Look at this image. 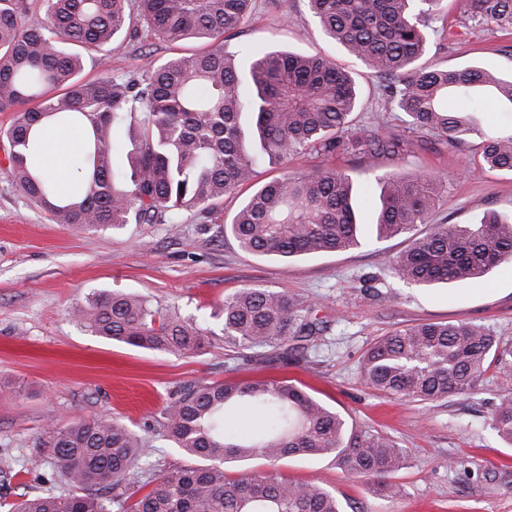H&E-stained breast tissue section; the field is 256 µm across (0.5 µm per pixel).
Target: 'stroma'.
Segmentation results:
<instances>
[{
  "instance_id": "35a3bbf8",
  "label": "stroma",
  "mask_w": 512,
  "mask_h": 512,
  "mask_svg": "<svg viewBox=\"0 0 512 512\" xmlns=\"http://www.w3.org/2000/svg\"><path fill=\"white\" fill-rule=\"evenodd\" d=\"M462 15V0H442L437 23L445 32L430 35L423 64L478 65L511 77L512 33L490 25L467 30ZM248 46L325 54L353 72L361 125L406 134L377 77L324 36L306 0H285L278 8L256 0L248 23L226 42L230 51ZM193 47L126 39L112 46V68L137 71L146 58L160 62ZM476 152L473 141L455 148L432 138L413 143L405 158L383 161L386 171L421 168L446 177L448 189L420 233L435 224H475L488 211L512 215V173L466 174ZM218 231L193 215L176 226L71 231L0 170V379L23 386L16 397L0 393V498L49 489L39 435L50 421L108 415L141 433L187 385L271 376L303 386L348 424L378 431L405 449L406 466L393 477L401 494L388 501L331 459L279 463L288 479L320 481L344 512H512V447L488 425L493 404L512 395V377L491 369L478 391L427 404L381 396L358 370L378 337L419 322L479 324L512 347V264L471 283L417 287L389 268L390 256L408 246L402 237L283 262L244 252ZM244 287L285 290L316 303L328 328L306 361L264 363L225 350L219 339L200 355L181 358L110 342L72 315L87 295L121 290L148 297L160 313L188 316Z\"/></svg>"
}]
</instances>
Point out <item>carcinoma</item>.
<instances>
[{
  "instance_id": "1",
  "label": "carcinoma",
  "mask_w": 512,
  "mask_h": 512,
  "mask_svg": "<svg viewBox=\"0 0 512 512\" xmlns=\"http://www.w3.org/2000/svg\"><path fill=\"white\" fill-rule=\"evenodd\" d=\"M440 0H307L324 35L342 44L384 82L410 132L451 145L480 140L481 165L512 172V126L488 132L483 106H512V79L470 65L424 66L428 29ZM254 0H42L44 17H29L27 0H0V112L15 117L6 132V175L18 190L68 228L119 230L137 224H179L187 213L217 223V203L250 183L261 162L281 176L248 195L224 235L250 254L295 258L341 252L364 243L352 171L381 185L375 239L404 236L410 244L389 259L403 283L427 287L483 278L512 262V218L488 213L477 224H439L420 236L445 177L425 171L397 175L380 160L402 158L412 140L353 122L359 89L352 72L326 57L256 47L243 65L225 38L248 21ZM463 27L493 23L512 31V0H464ZM195 39L209 46L149 61L139 73L112 74L119 38ZM100 53L105 75L83 81L81 50ZM471 101L448 110V96ZM140 133L129 169L113 165V131L133 116ZM85 127V151L70 194L39 172L37 142L44 123ZM317 153L350 158L353 170L326 164L288 170L293 157ZM316 303L265 288L224 297V346L273 349L282 364L309 357L327 329ZM91 333L128 346L195 356L215 332L196 317L163 315L144 296L98 292L75 311ZM512 376V348L479 325L425 322L380 338L362 357L363 381L387 397L434 402L474 392L489 368ZM265 421L258 434L228 427L240 407ZM160 437L181 449V466L152 461L153 437L101 416L47 425L50 480L57 490L4 512H343L336 495L316 482H292L277 469L288 457H328L369 482L382 499L400 487L390 478L405 450L368 430L348 426L336 411L287 380L197 383L161 412ZM489 426L512 447V395H504ZM261 459L263 473L227 474L226 464Z\"/></svg>"
}]
</instances>
